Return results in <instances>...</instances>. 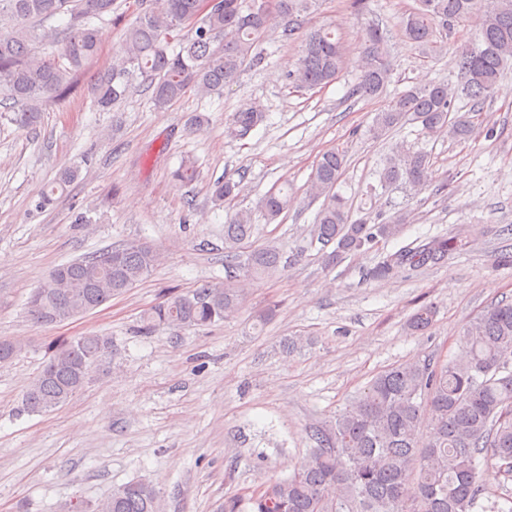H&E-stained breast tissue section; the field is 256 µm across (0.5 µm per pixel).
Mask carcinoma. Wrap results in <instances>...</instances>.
<instances>
[{
	"instance_id": "cac0c4a2",
	"label": "carcinoma",
	"mask_w": 512,
	"mask_h": 512,
	"mask_svg": "<svg viewBox=\"0 0 512 512\" xmlns=\"http://www.w3.org/2000/svg\"><path fill=\"white\" fill-rule=\"evenodd\" d=\"M216 0L203 9L201 0H137V17L122 34L112 64L97 72L89 87L92 102L107 110L131 89L138 73L150 80L151 102L166 108L193 89L200 96L217 94L246 66L261 64L259 41L269 31L281 41L301 40V54L288 73L293 87L312 90L334 82L350 62V52L333 26L304 28L319 0ZM119 0H0V92L10 105L11 121L32 128L41 106L67 95L78 73L99 52L93 20L120 10ZM481 12L476 44L456 51L461 93L468 112H452L454 91L443 82L412 86L376 113L369 129L378 139L408 121L424 134L466 141L474 135L472 113L492 97L499 81L512 73V0H418L403 17L406 40L425 54L442 50L448 33L474 11ZM58 29L44 22L57 16ZM359 78L352 93L376 98L392 82L393 64L385 34L378 24L365 26L355 60ZM264 120L255 107L232 116V132L245 136ZM346 156L332 149L317 161L307 184L313 198H325L310 230L321 245L326 266L401 233L404 217L368 224L351 216L343 196L335 192ZM430 156L402 148L379 175L387 186L402 183L415 191L427 187ZM76 177L64 169L40 192L36 207L52 205ZM171 177L188 185L198 177L196 163L181 161ZM292 197L280 188L265 195L264 216L273 223L288 210ZM254 232L251 212L239 210L224 225V266L234 272L222 284L205 285L166 298L142 318V331L164 327H200L234 316L247 281L276 274L283 254L275 246L250 249ZM333 247L326 252L327 247ZM463 240L437 235L380 255L370 276L387 281L407 271L432 268L448 259ZM158 262L149 245L129 242L75 259L51 270L30 295L28 315L36 325L62 323L92 312L112 297L145 280ZM431 306L418 308L407 327L424 333L433 323ZM23 342L0 338V364L12 362ZM112 337L89 332L62 338L51 346L23 397L24 409L53 411L85 388L112 360ZM427 430L430 443L420 445ZM309 458L284 477L270 479L244 501L224 499L221 512H474L485 489L479 462L512 477V302H499L470 321L462 349L452 359L428 356L406 361L376 375L336 420L310 431ZM92 512H159L154 485L134 480L112 489Z\"/></svg>"
}]
</instances>
